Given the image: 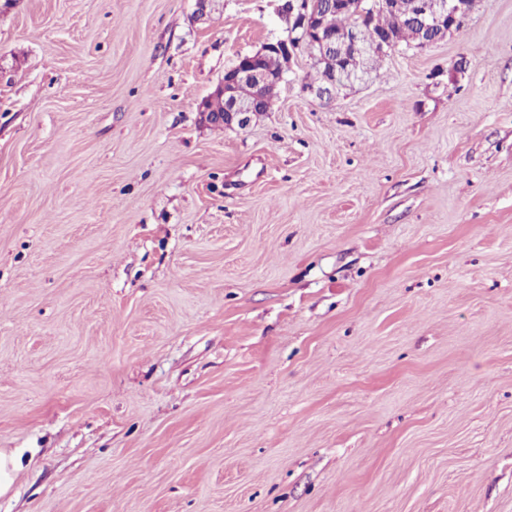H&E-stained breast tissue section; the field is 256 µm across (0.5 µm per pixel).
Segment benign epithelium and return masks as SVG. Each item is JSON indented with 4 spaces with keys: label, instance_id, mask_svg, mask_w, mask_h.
I'll return each instance as SVG.
<instances>
[{
    "label": "benign epithelium",
    "instance_id": "1",
    "mask_svg": "<svg viewBox=\"0 0 512 512\" xmlns=\"http://www.w3.org/2000/svg\"><path fill=\"white\" fill-rule=\"evenodd\" d=\"M472 0H415L413 21L420 28V33L434 34L431 39H421L413 44L423 48L460 30L464 20L472 10ZM351 7L366 15L379 9L393 8L392 0H355ZM336 9V0H287L288 38L274 43L269 42L251 56L241 57L231 68L224 71V78L212 96L224 99V112H208L207 106L202 111L208 113L210 120L217 123L231 121L241 115L263 111V93L266 86L280 85L287 74L283 67L275 72L264 65L269 58L286 61L293 56V51L301 40L310 37L320 45L321 59L338 57L343 60L347 54L360 55L367 60L379 61L388 52L398 47V43L387 39L373 44L361 41L359 32L352 28L340 34L326 30L325 17ZM362 78L347 68L333 66L326 79V85L309 86L307 90L319 99H332L336 86L351 84Z\"/></svg>",
    "mask_w": 512,
    "mask_h": 512
}]
</instances>
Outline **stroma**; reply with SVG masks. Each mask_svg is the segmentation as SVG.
Here are the masks:
<instances>
[{
    "mask_svg": "<svg viewBox=\"0 0 512 512\" xmlns=\"http://www.w3.org/2000/svg\"><path fill=\"white\" fill-rule=\"evenodd\" d=\"M285 0H0V512H512V0L325 101Z\"/></svg>",
    "mask_w": 512,
    "mask_h": 512,
    "instance_id": "1",
    "label": "stroma"
}]
</instances>
